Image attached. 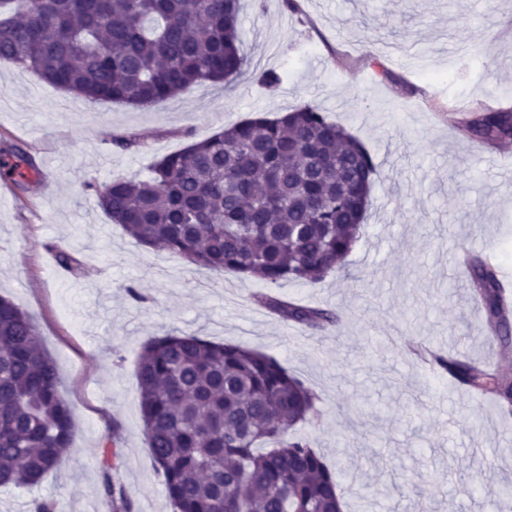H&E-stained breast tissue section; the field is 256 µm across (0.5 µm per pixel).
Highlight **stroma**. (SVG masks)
I'll list each match as a JSON object with an SVG mask.
<instances>
[{"label":"stroma","instance_id":"1","mask_svg":"<svg viewBox=\"0 0 512 512\" xmlns=\"http://www.w3.org/2000/svg\"><path fill=\"white\" fill-rule=\"evenodd\" d=\"M244 72L149 107L89 102L31 71L0 68V148L40 170L28 191L0 181V295L33 316L74 410V439L33 487L0 486V512H110L97 494L101 440L120 425L116 478L137 512H172L151 465L137 354L167 331L273 355L319 395L297 434L344 476L346 512H512V419L423 367L413 338L512 375V347L485 340V313L458 244L497 254L512 276V142L487 146L460 113L512 107V0H244ZM387 73L377 75L375 63ZM267 72L278 84L262 83ZM311 102L377 165L363 236L340 273L312 287L215 275L138 245L87 181L147 178L155 159L224 127ZM136 134L125 150L111 136ZM80 258L84 275L56 261ZM271 293L337 312L309 333L256 305ZM380 488L369 498L370 488Z\"/></svg>","mask_w":512,"mask_h":512}]
</instances>
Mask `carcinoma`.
Wrapping results in <instances>:
<instances>
[{
	"label": "carcinoma",
	"mask_w": 512,
	"mask_h": 512,
	"mask_svg": "<svg viewBox=\"0 0 512 512\" xmlns=\"http://www.w3.org/2000/svg\"><path fill=\"white\" fill-rule=\"evenodd\" d=\"M241 0H0V67L22 65L90 102L148 107L237 77ZM482 143L512 140V110H482L461 125ZM29 182L40 171L22 148L7 154ZM377 175L367 148L311 104L255 117L155 160L147 180L113 181L99 206L136 243L216 274L272 285H316L355 248ZM60 265L81 260L55 248ZM469 286L500 346L512 343L498 265L465 259ZM285 323L321 331L327 309L258 294ZM455 384L512 415V378L457 354H430ZM138 398L153 468L173 512H342L339 472L295 427L318 396L277 358L256 349L165 332L142 348ZM73 441V407L32 317L0 297V486H35ZM120 425L102 442L99 494L135 512L114 478Z\"/></svg>",
	"instance_id": "cac0c4a2"
}]
</instances>
